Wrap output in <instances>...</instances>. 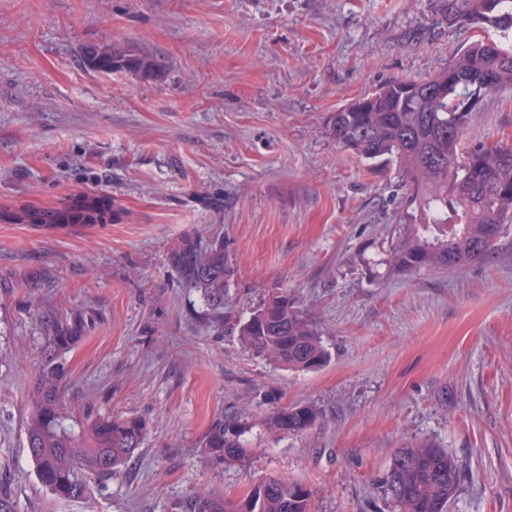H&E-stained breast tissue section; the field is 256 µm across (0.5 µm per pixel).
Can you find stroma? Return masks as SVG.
Returning a JSON list of instances; mask_svg holds the SVG:
<instances>
[{
  "instance_id": "35a3bbf8",
  "label": "stroma",
  "mask_w": 512,
  "mask_h": 512,
  "mask_svg": "<svg viewBox=\"0 0 512 512\" xmlns=\"http://www.w3.org/2000/svg\"><path fill=\"white\" fill-rule=\"evenodd\" d=\"M476 39L439 0H0V206L109 199L91 226L0 223V490L17 512H192L274 476L316 512H390L393 452L442 443L461 469L449 512H512V236L492 258L391 273L404 193L327 132L337 109L424 79ZM113 42L158 59L154 80L90 69ZM468 144L512 145V94L471 113ZM222 243L224 322L169 257ZM317 323L316 371L253 354L236 325L272 291ZM78 315L65 355L68 416L140 418L120 473L66 501L41 485L24 422L50 327ZM319 417L274 435L279 408ZM241 420L249 452L209 453ZM243 433L235 418L219 420L211 429L206 447L212 453L223 457L226 463L242 462L247 453L244 442L241 440Z\"/></svg>"
}]
</instances>
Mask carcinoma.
<instances>
[{"label": "carcinoma", "instance_id": "cac0c4a2", "mask_svg": "<svg viewBox=\"0 0 512 512\" xmlns=\"http://www.w3.org/2000/svg\"><path fill=\"white\" fill-rule=\"evenodd\" d=\"M451 27L493 29L500 39L478 40L458 52L448 67L423 80H391L347 104L329 118L336 144L372 164H394L406 190L399 239L385 264L403 273L441 269L493 254L512 227V146H465L468 120L486 97L512 90V0H442ZM87 65L100 72L129 71L149 79L161 71L148 56L116 46L91 51ZM106 209L96 196L83 195L59 207L0 208V221L58 228L97 224ZM170 260L187 285L201 291L212 318L224 320L228 260L224 245L199 246L181 240ZM50 352L44 356L26 418L27 448L40 483L56 498L83 499L85 471L110 476L141 446L146 425L138 418H97L85 434L64 425L65 367L61 360L80 339L76 319L49 317ZM254 353L297 371H314L329 360L320 331L286 292H275L238 324ZM315 408L276 410L271 432L298 435L313 425ZM236 419L216 422L206 447L241 462L247 449ZM461 481L457 460L441 445L408 444L394 451L382 493L392 512H448ZM193 512H313L312 492L301 481L272 477L233 501L213 492L198 494Z\"/></svg>", "mask_w": 512, "mask_h": 512}]
</instances>
